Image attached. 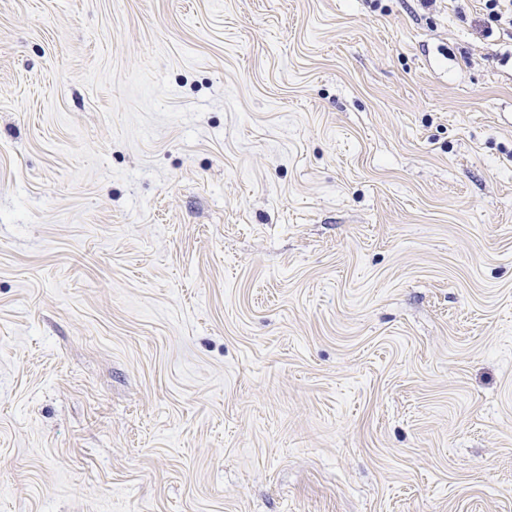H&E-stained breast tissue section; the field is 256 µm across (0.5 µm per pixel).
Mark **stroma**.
<instances>
[{"mask_svg": "<svg viewBox=\"0 0 512 512\" xmlns=\"http://www.w3.org/2000/svg\"><path fill=\"white\" fill-rule=\"evenodd\" d=\"M487 23L0 0V512H512Z\"/></svg>", "mask_w": 512, "mask_h": 512, "instance_id": "35a3bbf8", "label": "stroma"}]
</instances>
